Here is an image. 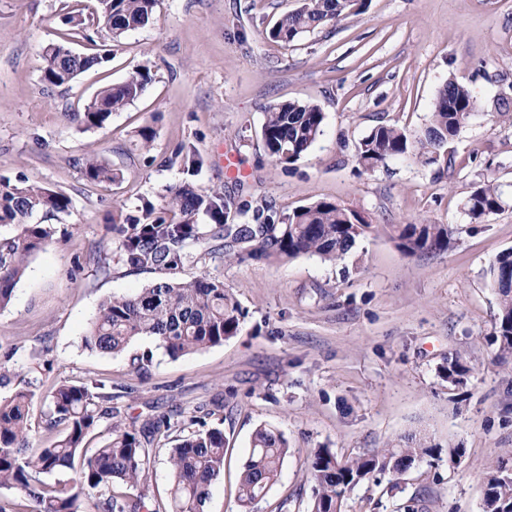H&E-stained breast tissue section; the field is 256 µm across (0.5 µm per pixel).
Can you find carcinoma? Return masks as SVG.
Listing matches in <instances>:
<instances>
[{"label": "carcinoma", "instance_id": "obj_1", "mask_svg": "<svg viewBox=\"0 0 512 512\" xmlns=\"http://www.w3.org/2000/svg\"><path fill=\"white\" fill-rule=\"evenodd\" d=\"M97 22L112 41L146 26L158 0H95ZM364 7L361 0H303L297 10L284 15L269 30V37L291 43L307 32L338 23ZM62 41L50 44L43 53L44 82L61 86L82 72L109 59L111 50L77 55L71 38L86 33L82 10L67 12ZM151 81L147 70L133 72L119 84L103 87L78 113L88 129L101 128L112 113L133 103ZM480 108V99L466 84L447 80L438 90L428 124L419 131L396 125H380L356 146V161L373 171L389 161L412 157L424 165L444 160V148ZM324 112L319 105L288 102L264 112L262 135L271 158L294 163L310 152L323 135ZM85 178L112 183L119 174L107 163L88 157L83 164ZM71 199L49 188L19 182L0 183V224L17 226L18 233L0 240V309L7 306L16 283L27 268L28 258L49 245L54 229L34 224L37 212L64 213ZM504 191L495 180L478 182L464 201L473 223H480L500 211ZM228 204L215 189L200 190L190 182L171 190L161 208L150 202L134 224L122 233L118 261L135 267L198 263L212 250L204 247V233L198 227L200 214L219 225L224 238V260L249 259L279 262L301 255L335 262L364 235L369 225L355 211L340 204L318 201L289 214L278 215L268 207L251 208L244 203L239 214L242 224L226 223ZM452 229L447 224L411 222L394 227L393 239L406 255L441 252L448 249ZM490 286L498 295L494 341L501 359L512 357V250L496 256L489 268ZM245 319L237 299L224 281L208 274L190 280L159 281L134 295H114L100 303L83 338L90 351L118 354L136 339L157 342L168 356L178 359L224 343L240 331ZM471 371L455 358L443 374L456 385ZM34 392L19 391L0 400V488L12 491L14 503L0 512H79L80 495L93 501L92 512H160L148 494L151 456L146 429L115 421L108 437L94 453H87L88 436L103 418H111L112 393L99 381L75 384L61 381L49 395L46 426L62 428L60 437L42 448L30 447V409ZM435 446L426 438L408 435L386 448L361 456L338 459L329 449L318 448L310 455V478L314 482L308 512H343L348 494L358 485L387 477L398 480L417 462L433 456ZM289 453L288 440L277 429L260 426L239 479L241 512L265 499L279 479ZM168 464L172 476L166 512H203L210 487L224 472V432L200 428L179 437L171 448ZM483 512H512V452L497 455ZM40 474L60 475L53 484Z\"/></svg>", "mask_w": 512, "mask_h": 512}]
</instances>
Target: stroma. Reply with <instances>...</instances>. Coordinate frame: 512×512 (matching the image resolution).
Returning <instances> with one entry per match:
<instances>
[{"label": "stroma", "mask_w": 512, "mask_h": 512, "mask_svg": "<svg viewBox=\"0 0 512 512\" xmlns=\"http://www.w3.org/2000/svg\"><path fill=\"white\" fill-rule=\"evenodd\" d=\"M75 0H0V180L64 192L67 212L38 213L55 241L32 255L9 305L0 310V362L10 375L0 399L33 388L31 444L49 445L45 397L61 380L111 385L124 422L170 421L150 444L149 494L166 505L175 429L200 420L224 433V472L204 512H240L238 478L261 425L291 448L278 482L256 512H307L309 457L363 455L417 433L440 445L398 482L369 481L344 512H483L484 478L495 456L512 451V360L501 361L492 333L498 298L489 266L512 249V194L482 223L463 202L484 177L512 185V0H366L363 10L289 44L267 30L301 0H158L150 23L112 43L90 25L74 51L112 44V56L74 81L46 85L45 47L59 41ZM148 68L143 94L102 128L77 112L102 87ZM469 85L481 108L448 143L450 163L396 160L360 171L359 141L375 126L423 128L439 87ZM311 100L324 115L315 148L292 164L267 153L263 114L274 104ZM150 125L143 148L136 135ZM247 175H225V148ZM120 174L88 181L85 158ZM197 158L199 167L188 164ZM190 181L224 194L228 223L240 203L288 214L318 201L344 205L367 232L334 263L314 256L229 263L218 227L200 215L213 255L198 264L131 267L118 262L119 227ZM447 224V251L403 254L392 227ZM207 274L223 280L246 317L223 344L173 359L149 338L119 355L89 351L82 338L101 301L159 280ZM150 352L144 370L133 355ZM472 368L453 386L441 369L452 358ZM462 454L449 459L447 444Z\"/></svg>", "instance_id": "obj_1"}]
</instances>
